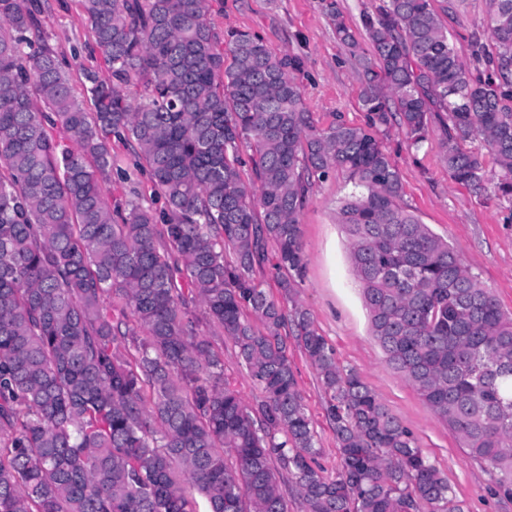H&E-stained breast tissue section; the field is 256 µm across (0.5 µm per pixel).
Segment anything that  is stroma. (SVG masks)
Masks as SVG:
<instances>
[{
  "mask_svg": "<svg viewBox=\"0 0 512 512\" xmlns=\"http://www.w3.org/2000/svg\"><path fill=\"white\" fill-rule=\"evenodd\" d=\"M44 31L70 65L75 93H82L87 69L104 71L102 59L89 56L91 25L79 0H49ZM445 16L448 38L462 58L474 43H489L488 0H455ZM210 19L218 32L243 29L259 36L276 54L302 61L299 81L316 123L327 126L334 116L352 124L365 121L363 86L358 65L337 40L324 0H211ZM400 173L401 205L421 223L453 244L464 265L489 288L504 312H512V202L499 196L494 183L477 192L451 180L443 161V131L431 126L420 149L409 148L398 128L383 138ZM112 154L122 176L105 184L109 198L128 197L146 188L148 175L120 144ZM354 190L342 171L318 183L300 215L307 263L306 278L295 299L313 316L336 350L340 364L355 369L379 399L418 439L424 454L448 479L465 512H512V500L495 495V475L472 460L456 434L431 411L411 383L386 362L372 334L362 291L352 272L349 243L335 220L339 202ZM303 403L317 432L326 474L335 475L340 458L336 435L325 416L324 393L315 369L301 351L291 354Z\"/></svg>",
  "mask_w": 512,
  "mask_h": 512,
  "instance_id": "stroma-1",
  "label": "stroma"
}]
</instances>
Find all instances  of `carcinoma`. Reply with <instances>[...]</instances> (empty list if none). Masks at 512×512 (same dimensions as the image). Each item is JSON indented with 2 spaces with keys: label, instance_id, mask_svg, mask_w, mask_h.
<instances>
[{
  "label": "carcinoma",
  "instance_id": "carcinoma-1",
  "mask_svg": "<svg viewBox=\"0 0 512 512\" xmlns=\"http://www.w3.org/2000/svg\"><path fill=\"white\" fill-rule=\"evenodd\" d=\"M92 111L41 29L45 0H0V512H465L414 433L293 301L299 216L334 170L359 191L336 212L373 336L512 498V316L459 252L399 204L380 139L443 130L449 176L512 200V0H489L491 49L466 64L433 0H382L370 49L326 4L364 85L366 123L319 127L298 57L221 36L210 0H80ZM491 63L497 80L473 76ZM478 137L485 152L465 148ZM145 161L159 212L108 201L112 141ZM250 178L242 177V149ZM498 169L488 172L484 153ZM272 266L283 300L255 272ZM291 306H286V303ZM232 341L261 399L224 378ZM317 372L340 467L326 476L288 354Z\"/></svg>",
  "mask_w": 512,
  "mask_h": 512
}]
</instances>
